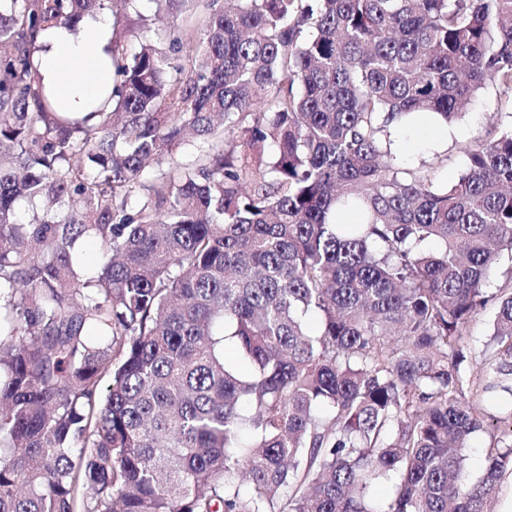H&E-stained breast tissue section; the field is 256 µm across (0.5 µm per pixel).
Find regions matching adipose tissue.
<instances>
[{
  "instance_id": "adipose-tissue-1",
  "label": "adipose tissue",
  "mask_w": 512,
  "mask_h": 512,
  "mask_svg": "<svg viewBox=\"0 0 512 512\" xmlns=\"http://www.w3.org/2000/svg\"><path fill=\"white\" fill-rule=\"evenodd\" d=\"M111 20L85 18L80 33L56 26L41 31L34 64L60 112L81 118L96 110L112 89Z\"/></svg>"
}]
</instances>
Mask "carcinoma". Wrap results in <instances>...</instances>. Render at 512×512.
Returning <instances> with one entry per match:
<instances>
[{
	"label": "carcinoma",
	"mask_w": 512,
	"mask_h": 512,
	"mask_svg": "<svg viewBox=\"0 0 512 512\" xmlns=\"http://www.w3.org/2000/svg\"><path fill=\"white\" fill-rule=\"evenodd\" d=\"M105 2L0 0V512H487L512 475V291L487 290L512 122L452 184L391 126L512 94V0H204V30L132 52L120 0L99 121L64 120L34 38ZM493 302L487 306L485 311H481L470 325V334L475 342L484 344L492 333V312ZM473 448H468L467 467L471 477H477L483 468L484 447L488 443V436L479 433L473 438Z\"/></svg>",
	"instance_id": "carcinoma-1"
}]
</instances>
